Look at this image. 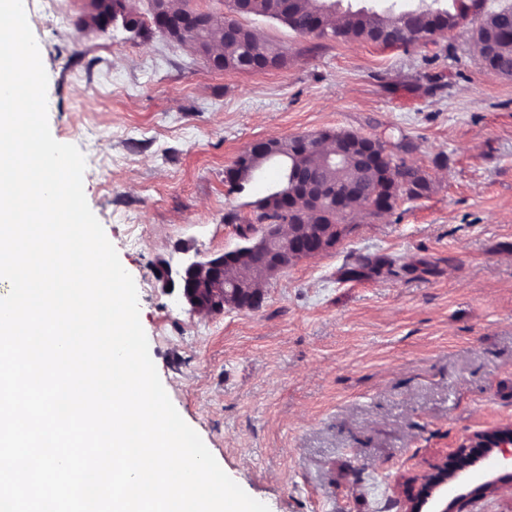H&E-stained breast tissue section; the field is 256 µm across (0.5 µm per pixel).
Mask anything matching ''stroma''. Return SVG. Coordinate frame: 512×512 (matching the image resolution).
Instances as JSON below:
<instances>
[{
    "mask_svg": "<svg viewBox=\"0 0 512 512\" xmlns=\"http://www.w3.org/2000/svg\"><path fill=\"white\" fill-rule=\"evenodd\" d=\"M89 0L29 26L53 138L84 154L90 209L133 277L150 357L178 413L270 512H401L407 479L473 433L512 426V79L477 58L472 23L409 50L312 39L260 74L217 71L153 24L83 30ZM405 136L431 182L265 282L259 306L198 314L160 265L234 249L276 164L242 189L253 143L322 131Z\"/></svg>",
    "mask_w": 512,
    "mask_h": 512,
    "instance_id": "stroma-1",
    "label": "stroma"
}]
</instances>
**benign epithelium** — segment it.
Returning a JSON list of instances; mask_svg holds the SVG:
<instances>
[{
    "instance_id": "obj_1",
    "label": "benign epithelium",
    "mask_w": 512,
    "mask_h": 512,
    "mask_svg": "<svg viewBox=\"0 0 512 512\" xmlns=\"http://www.w3.org/2000/svg\"><path fill=\"white\" fill-rule=\"evenodd\" d=\"M209 20L211 28L226 36L236 30L238 21L233 15L218 19L203 12L186 9L179 15L177 25L166 24L162 30L170 39L194 27L198 20ZM328 154L339 158L355 155L367 166L374 167L382 161L386 153L379 152L375 139L351 133L343 140L333 143ZM314 189L306 184L298 187L292 196L297 198L291 213L297 216L295 224H272L265 220L243 235L245 244L227 251L220 256L190 264L179 275L181 296L194 312L217 313L229 303L252 310L261 302V294L253 279L239 277L231 282L224 279V271L240 260L254 259L252 267L255 275L266 281L297 262L313 257L327 249V244L336 235L334 224H305L311 208ZM475 448L486 449V454L473 457ZM453 464L443 462L408 479L415 486V493L407 500L405 512H466L465 507L483 496L497 491L500 486L512 482V427H499L478 431L454 449L451 454ZM492 458L498 469L504 471L500 482L493 480L478 484L465 493L450 499L447 496L448 484L465 486L470 471Z\"/></svg>"
}]
</instances>
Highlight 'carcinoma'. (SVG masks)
<instances>
[{
    "label": "carcinoma",
    "mask_w": 512,
    "mask_h": 512,
    "mask_svg": "<svg viewBox=\"0 0 512 512\" xmlns=\"http://www.w3.org/2000/svg\"><path fill=\"white\" fill-rule=\"evenodd\" d=\"M320 0H253L251 14L269 17L285 24L300 36L308 34L309 28L316 20ZM486 0H423L417 9H407L405 4L392 0L386 7L373 9L347 10L342 14L343 23L336 26L330 23L332 14L323 15V23L328 31L342 39L361 40L375 43L373 33L379 30L395 31L401 35L407 45L414 46L425 43L433 36L436 21H442L452 27L468 16L472 9H480L483 16L479 25L473 30V37L483 52L488 54L495 63L496 72L506 78L512 77V0H501L494 8H485ZM92 11L81 20V28L101 29L104 15L102 5L91 2ZM247 47L255 53L257 59H273L282 64L285 53L254 31L241 28L240 39L223 46L225 70L235 69L236 64L244 56L242 48ZM283 147L282 159L293 172L304 177L305 181L324 190L333 189L349 180L357 181L354 191L349 197L350 207L359 205V201L371 202L375 205L392 197L405 195L410 199L423 196L430 189V183L420 167L410 164L403 158L389 161L385 169H370L360 175L355 163L345 161L335 165H327L322 161L324 151L310 149L295 151L292 138L280 140ZM265 154L253 153L249 165L237 170V176L249 181L252 171L268 163ZM269 202L262 198L256 203V219L267 217L278 224L288 223L289 213L280 212L281 202L274 204V210L266 212Z\"/></svg>",
    "instance_id": "obj_1"
}]
</instances>
